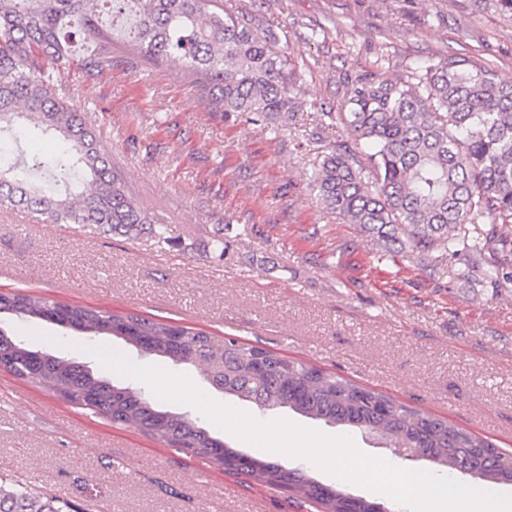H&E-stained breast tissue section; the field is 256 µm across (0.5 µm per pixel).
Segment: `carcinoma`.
I'll use <instances>...</instances> for the list:
<instances>
[{
  "mask_svg": "<svg viewBox=\"0 0 512 512\" xmlns=\"http://www.w3.org/2000/svg\"><path fill=\"white\" fill-rule=\"evenodd\" d=\"M121 27L108 28L101 14ZM82 37L79 64L95 78L112 67V46L153 65L194 77L200 97L217 112L248 124L295 116V59L277 35L245 20L223 0H0V133L24 121L50 132L59 150L48 165L59 181L80 167L76 190L49 194L0 168V207L23 208L51 224L91 226L98 233L171 242L127 194L125 182L94 130L58 93L61 70ZM346 111L326 113L363 147L365 160L338 144L313 177L326 210L384 242L394 259L405 249L463 256L490 282L512 281V80L463 53L418 60L395 79L358 77ZM488 223L479 230L475 217ZM0 314L51 319L66 329L123 340L140 355L199 370L224 396L261 413L288 408L328 424L375 433L389 448H412L434 471L512 485V454L389 395L354 384L256 346L170 322L104 309L62 305L34 292H0ZM0 367L114 423L220 467L238 451L185 413L162 410L142 388L117 387L85 365L31 348L0 329ZM281 487L319 512H387L381 504L320 483L300 470L256 458L225 469ZM0 512H83L47 493L0 483Z\"/></svg>",
  "mask_w": 512,
  "mask_h": 512,
  "instance_id": "1",
  "label": "carcinoma"
}]
</instances>
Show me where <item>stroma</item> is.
I'll use <instances>...</instances> for the list:
<instances>
[{
    "instance_id": "obj_1",
    "label": "stroma",
    "mask_w": 512,
    "mask_h": 512,
    "mask_svg": "<svg viewBox=\"0 0 512 512\" xmlns=\"http://www.w3.org/2000/svg\"><path fill=\"white\" fill-rule=\"evenodd\" d=\"M298 59L299 107L281 134L212 111L182 71L123 52L111 69L62 76L112 165L170 243L104 237L0 210V291L170 321L336 373L512 446V284L458 280L456 260L383 247L320 204L313 139L356 76L395 78L421 58L463 53L512 79L503 0H226ZM8 161L54 188L58 142L16 128ZM223 238L217 254L211 242ZM36 349L90 368L86 345L167 367L121 339L43 321L0 320ZM0 479L83 512H316L67 403L0 369Z\"/></svg>"
}]
</instances>
